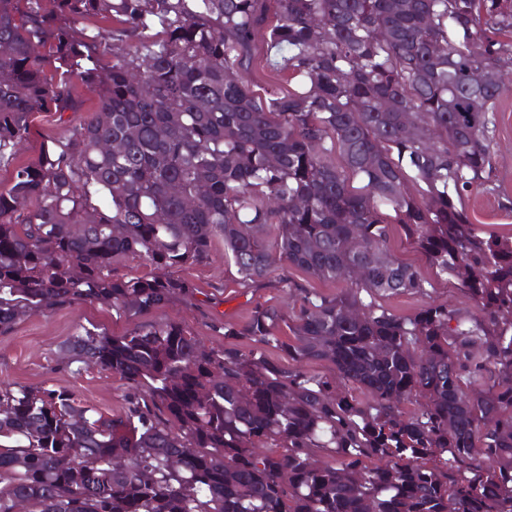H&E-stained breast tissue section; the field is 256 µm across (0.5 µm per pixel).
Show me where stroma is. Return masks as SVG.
Wrapping results in <instances>:
<instances>
[{
  "instance_id": "obj_1",
  "label": "stroma",
  "mask_w": 512,
  "mask_h": 512,
  "mask_svg": "<svg viewBox=\"0 0 512 512\" xmlns=\"http://www.w3.org/2000/svg\"><path fill=\"white\" fill-rule=\"evenodd\" d=\"M503 82L505 92L495 112L490 113L487 128L491 169L465 199L469 217L478 227L504 224L512 228V72L504 73ZM389 248L418 271L427 294L385 297L381 300L384 307L401 315L415 313L429 300L466 307L455 279L438 275L426 257L406 241L400 226H393ZM175 275L194 286L196 303L176 301L143 315L141 321L179 323L206 344L216 347L223 346L224 339L212 333L211 322L242 324L262 306L289 312L299 304L300 289L333 294L341 288L340 283L311 278L285 264L278 265L266 286L245 287L220 244L208 261L181 267ZM89 324L120 336L135 328L137 322L121 318L97 304H82L47 317H28L10 333L0 335V384L66 388L101 412L117 413L121 407V389L111 374L91 364L75 363L67 372L60 369L66 342L80 327Z\"/></svg>"
}]
</instances>
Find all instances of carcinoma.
<instances>
[{
	"label": "carcinoma",
	"instance_id": "1",
	"mask_svg": "<svg viewBox=\"0 0 512 512\" xmlns=\"http://www.w3.org/2000/svg\"><path fill=\"white\" fill-rule=\"evenodd\" d=\"M20 3L0 0V335L191 301L170 270L217 240L251 287L279 262L350 286L214 322L222 347L81 327L66 350L122 382L121 409L0 385V512H512V239L463 204L491 168L512 0ZM77 81L94 108L17 162L35 113L79 111ZM394 224L474 311L376 303L425 294ZM125 257L157 273L114 274Z\"/></svg>",
	"mask_w": 512,
	"mask_h": 512
}]
</instances>
